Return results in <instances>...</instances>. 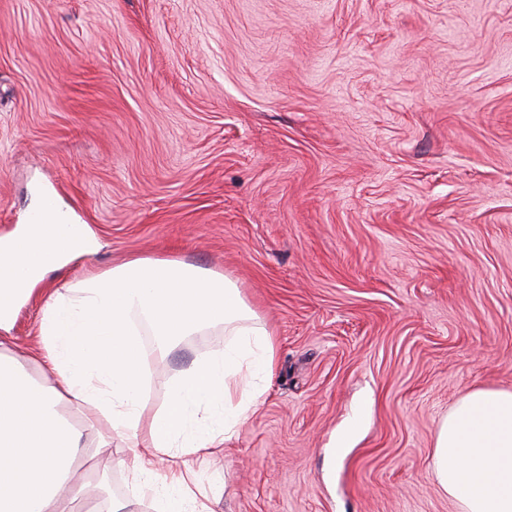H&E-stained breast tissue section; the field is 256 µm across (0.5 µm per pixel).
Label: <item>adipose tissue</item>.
<instances>
[{"mask_svg": "<svg viewBox=\"0 0 512 512\" xmlns=\"http://www.w3.org/2000/svg\"><path fill=\"white\" fill-rule=\"evenodd\" d=\"M99 248L89 228L45 199L0 240V323L45 274ZM223 327L231 341L172 381L165 406L144 418L145 369L182 337ZM153 338L143 349L138 336ZM37 371L0 336V512H97L93 481L75 476L90 433L72 413L93 407L109 433L130 439L131 499L156 512H215L188 487L187 460L231 440L265 393L255 382L276 358L237 283L222 273L151 256L130 258L48 295ZM432 469L462 512H512V390L475 388L438 426Z\"/></svg>", "mask_w": 512, "mask_h": 512, "instance_id": "1", "label": "adipose tissue"}]
</instances>
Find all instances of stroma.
<instances>
[{
  "label": "stroma",
  "instance_id": "obj_1",
  "mask_svg": "<svg viewBox=\"0 0 512 512\" xmlns=\"http://www.w3.org/2000/svg\"><path fill=\"white\" fill-rule=\"evenodd\" d=\"M41 191L103 243L44 287L175 258L272 333L263 403L193 464L221 512H460L439 422L512 389V0H0V237ZM224 343L154 360L144 416ZM128 453L89 454L109 498Z\"/></svg>",
  "mask_w": 512,
  "mask_h": 512
}]
</instances>
